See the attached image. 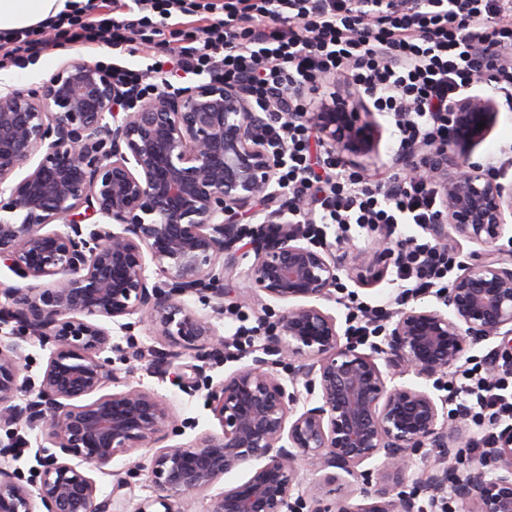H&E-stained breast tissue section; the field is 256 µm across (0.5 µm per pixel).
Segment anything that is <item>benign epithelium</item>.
<instances>
[{"label":"benign epithelium","mask_w":512,"mask_h":512,"mask_svg":"<svg viewBox=\"0 0 512 512\" xmlns=\"http://www.w3.org/2000/svg\"><path fill=\"white\" fill-rule=\"evenodd\" d=\"M360 93L330 97L304 118L315 139L344 165L378 152L380 126ZM494 100L468 95L448 105V139L404 150L396 161L438 185L439 217L428 230L442 248L483 247L438 298L401 309L383 345L371 352L341 334L321 306L341 276L370 259L394 262L389 237L373 254L315 243L288 224L276 188L282 156L258 135L264 123L242 86L201 82L130 100L108 71L81 58L64 63L40 93L0 94V264L15 276L9 339H0V419L38 421L60 449L29 487L0 463V512H185L188 498L224 475L258 462L243 482L210 499L207 512H425L459 501L467 512H512V426L448 481L445 463L463 452V426L447 401L395 379L412 371L446 374L470 345L502 338L512 356V253L497 242L512 218V180L471 161L496 123ZM25 176L16 171L33 156ZM278 205L264 223L236 220L252 201ZM279 224L272 236L266 225ZM253 256L240 268L239 256ZM156 266L148 272V263ZM64 279L58 280L56 276ZM247 279L252 294L290 304L265 328L261 354L227 378L207 379V400L221 432L154 450L146 466L152 495L134 501L117 477L98 499L89 475L113 458L182 429L170 405L148 389L123 388L112 369L110 323L140 315L174 355L202 361L224 345V281ZM196 296L211 307L185 305ZM36 336L50 356L36 398L13 404L23 387L19 339ZM293 367L283 377L277 365ZM307 398H300L299 381ZM317 405L309 406V397ZM436 457L431 474L405 491L413 457ZM375 459V469L359 467ZM319 476L303 482L299 463ZM300 495L293 496L294 492Z\"/></svg>","instance_id":"7a95c632"}]
</instances>
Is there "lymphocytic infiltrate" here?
Wrapping results in <instances>:
<instances>
[{
    "label": "lymphocytic infiltrate",
    "instance_id": "f902f5d3",
    "mask_svg": "<svg viewBox=\"0 0 512 512\" xmlns=\"http://www.w3.org/2000/svg\"><path fill=\"white\" fill-rule=\"evenodd\" d=\"M104 46L110 73L121 86L148 94L154 76H201L243 84L253 106L267 113L260 136L282 154L279 185L288 195V221L317 238L325 224L427 227L440 211L426 181L391 175L382 192L365 188L357 172L336 170L324 159L315 170L307 155L312 135L303 114L304 86L319 91L342 72L362 87L398 132V148L448 137V105L479 71L491 70L492 88L512 110V0H86L60 12L47 30L0 37V71L24 69L50 51ZM146 51L143 69L123 65L124 55ZM290 121H282V114ZM394 282L403 295L445 291L455 259L446 249L402 235ZM391 300L372 306L346 300L353 335L379 332ZM448 396L487 420L473 448L486 447L492 428L512 425V361L495 378L480 364L458 370Z\"/></svg>",
    "mask_w": 512,
    "mask_h": 512
}]
</instances>
